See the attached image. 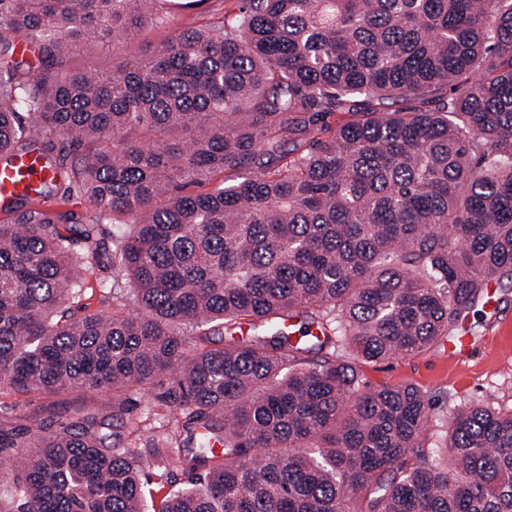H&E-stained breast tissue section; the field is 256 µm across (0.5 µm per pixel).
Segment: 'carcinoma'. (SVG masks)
Wrapping results in <instances>:
<instances>
[{"label": "carcinoma", "mask_w": 512, "mask_h": 512, "mask_svg": "<svg viewBox=\"0 0 512 512\" xmlns=\"http://www.w3.org/2000/svg\"><path fill=\"white\" fill-rule=\"evenodd\" d=\"M197 2L0 0V164L52 173L0 224V389L137 433L151 385L174 422L0 426V512H145L158 458L159 512H512V410L456 409L441 462L426 395L358 370L512 277V0H238L159 36ZM60 182L88 206L43 207ZM91 270L139 313L71 306ZM157 392H159L158 389L151 386H145L144 389L135 396V399H137V402H135L137 404V408L134 410L133 416L137 420L142 421L140 425L144 431L139 434H152L147 431L153 432L154 430L151 429L160 425L164 426L168 423L167 415L169 414V408L156 399L155 394ZM147 406H151L150 412L146 411ZM158 473L156 468H150L151 480L143 485V497L147 511L158 510L161 502L166 496L169 487L161 483V480L154 474Z\"/></svg>", "instance_id": "1"}]
</instances>
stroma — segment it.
<instances>
[{
  "mask_svg": "<svg viewBox=\"0 0 512 512\" xmlns=\"http://www.w3.org/2000/svg\"><path fill=\"white\" fill-rule=\"evenodd\" d=\"M453 334L469 336L475 346L464 362L448 355L447 339L430 349L361 367L364 382L373 386L410 382L426 392L431 403V444H440L453 408L488 399L504 410L512 409V279L491 282L483 298L461 316ZM95 393L71 390L60 395L40 391L0 390V421L13 425L46 416L48 410L70 411L96 406Z\"/></svg>",
  "mask_w": 512,
  "mask_h": 512,
  "instance_id": "obj_1",
  "label": "stroma"
}]
</instances>
